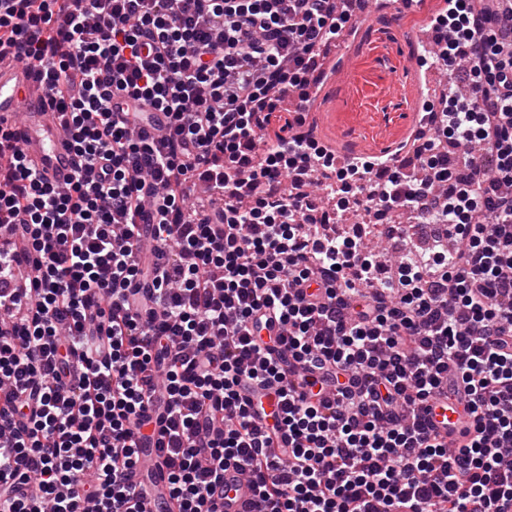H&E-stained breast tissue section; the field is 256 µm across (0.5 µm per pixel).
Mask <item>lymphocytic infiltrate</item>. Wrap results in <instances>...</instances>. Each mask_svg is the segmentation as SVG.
<instances>
[{
  "label": "lymphocytic infiltrate",
  "mask_w": 512,
  "mask_h": 512,
  "mask_svg": "<svg viewBox=\"0 0 512 512\" xmlns=\"http://www.w3.org/2000/svg\"><path fill=\"white\" fill-rule=\"evenodd\" d=\"M351 19L0 0V55L38 69L76 162L53 186L0 129V512H144L154 444L176 512H214L229 469L254 512H512V10L448 0L434 42L468 91L421 113L424 177L382 186L278 108ZM199 187L223 206L186 214ZM353 196L450 235L375 276L362 225L323 230ZM450 381L473 415L457 446L420 416Z\"/></svg>",
  "instance_id": "obj_1"
}]
</instances>
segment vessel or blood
<instances>
[{
  "label": "vessel or blood",
  "instance_id": "b4317fda",
  "mask_svg": "<svg viewBox=\"0 0 512 512\" xmlns=\"http://www.w3.org/2000/svg\"><path fill=\"white\" fill-rule=\"evenodd\" d=\"M0 121L14 122L26 159L46 182L62 186L71 180L73 150L36 68L13 60L0 61ZM425 421L440 437L457 440L470 427L472 418L464 398L451 399L442 392L429 401ZM166 476L161 450L146 449L131 476L143 494L145 512H170ZM227 483L230 490L224 499V512H251L253 490L249 482L232 473Z\"/></svg>",
  "mask_w": 512,
  "mask_h": 512
}]
</instances>
